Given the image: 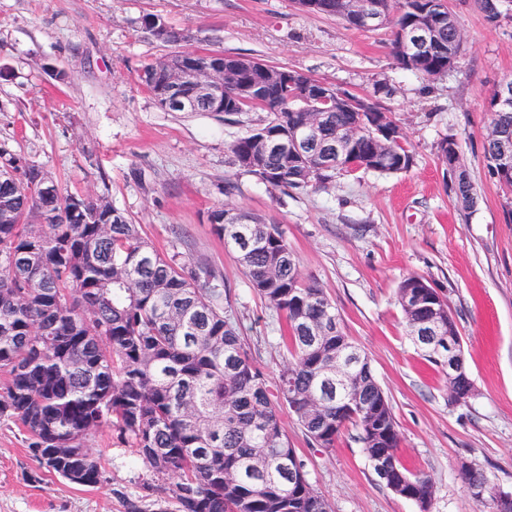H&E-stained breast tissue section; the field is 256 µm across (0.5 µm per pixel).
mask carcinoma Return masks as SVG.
Wrapping results in <instances>:
<instances>
[{"label": "carcinoma", "instance_id": "obj_1", "mask_svg": "<svg viewBox=\"0 0 512 512\" xmlns=\"http://www.w3.org/2000/svg\"><path fill=\"white\" fill-rule=\"evenodd\" d=\"M324 15L342 21L352 9L380 10L396 31L412 22L434 26L433 40L416 60L393 56L401 68L434 78L456 67L463 37L445 0H328ZM142 29L157 40H189L183 30L146 15ZM235 70L224 85V107L200 99L195 85H182L194 112L231 122L260 111L255 127L228 146L231 164L262 183L287 191L323 187L338 175H393L414 163L402 127L379 102L370 112L360 96L327 86L332 99L303 151L267 150L263 137H286L315 114L308 85L316 79L269 84L252 90L255 60L212 52L197 55ZM144 83L160 101L156 64L144 67ZM485 137L487 167L512 192V166L502 169L499 144L512 139V105H490ZM340 142L342 167L323 166L329 144ZM439 157L453 176L459 207L474 208L476 194L456 140L439 143ZM22 177L0 175V421L22 429L38 469L70 484L95 487L105 469L87 445L90 432L108 427L135 449L157 481L175 487V512H329L326 500L303 472L288 443L279 413L288 409L321 448L332 449L343 431L356 429L373 469L385 459L403 478L407 499L428 512L434 484L409 471L398 456L400 433L392 406L365 353L338 328L335 308L322 289L302 280L298 262L273 224L218 208L208 221L237 254L253 291L284 320L278 344L285 363L274 383L247 352L240 325L224 315V289L206 266L178 254H160L135 224L104 196L42 192L51 175L0 143V166L18 161ZM432 291L422 276L400 282L396 296L407 335L420 356L445 370L448 347L431 352L417 334L430 310L413 307ZM355 378L336 383V360ZM472 488L503 506L487 477L464 463Z\"/></svg>", "mask_w": 512, "mask_h": 512}]
</instances>
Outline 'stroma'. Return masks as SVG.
Returning <instances> with one entry per match:
<instances>
[{"instance_id": "obj_1", "label": "stroma", "mask_w": 512, "mask_h": 512, "mask_svg": "<svg viewBox=\"0 0 512 512\" xmlns=\"http://www.w3.org/2000/svg\"><path fill=\"white\" fill-rule=\"evenodd\" d=\"M447 3L463 51L453 72L430 80L395 64L387 30L305 14L293 0H0V143L43 166L62 191L107 196L164 254L214 269L227 317L270 379L284 360L282 319L250 288L207 216L223 207L276 225L345 336L366 352L393 407L402 462L435 484L429 512H494L459 468L468 463L512 492V194L484 158L489 99L512 82V15L492 23L474 0ZM147 15L187 30L189 40L154 39L141 27ZM186 51L245 56L360 94L382 90L407 134L412 168L288 193L236 171L227 147L257 113L224 123L170 112L139 81L147 64ZM59 70L66 80H56ZM446 136L475 184L468 211L437 156ZM410 275L436 288L457 324L475 387L467 404H449L445 374L405 334L395 291ZM280 424L331 512H419L379 481L355 429L326 450L289 411ZM90 446L108 481L74 486L40 472L22 431L0 423V512H123L119 493H138L146 469L110 428Z\"/></svg>"}]
</instances>
